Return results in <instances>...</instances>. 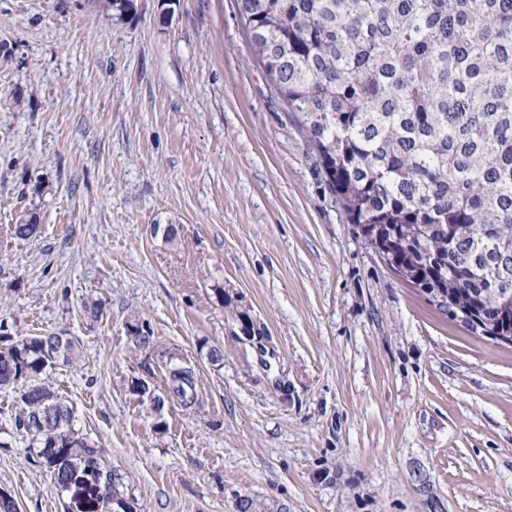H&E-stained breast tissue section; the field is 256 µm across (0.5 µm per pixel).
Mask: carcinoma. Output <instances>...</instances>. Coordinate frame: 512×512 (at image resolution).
I'll use <instances>...</instances> for the list:
<instances>
[{"label":"carcinoma","mask_w":512,"mask_h":512,"mask_svg":"<svg viewBox=\"0 0 512 512\" xmlns=\"http://www.w3.org/2000/svg\"><path fill=\"white\" fill-rule=\"evenodd\" d=\"M236 2L348 223L383 239L387 264L408 267L428 297L453 288L512 333V0ZM25 217L20 239L38 228ZM81 354L51 333L3 336L0 389L24 388L12 421L55 487L86 472L108 512L123 477L42 381ZM194 396L193 371L171 370L167 397Z\"/></svg>","instance_id":"cac0c4a2"}]
</instances>
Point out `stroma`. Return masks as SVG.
Listing matches in <instances>:
<instances>
[{
	"label": "stroma",
	"instance_id": "35a3bbf8",
	"mask_svg": "<svg viewBox=\"0 0 512 512\" xmlns=\"http://www.w3.org/2000/svg\"><path fill=\"white\" fill-rule=\"evenodd\" d=\"M135 4L0 0V335L82 343L44 380L129 512H512V345L348 223L236 0ZM180 367L191 405L133 394ZM15 402L0 391V491L66 512Z\"/></svg>",
	"mask_w": 512,
	"mask_h": 512
}]
</instances>
